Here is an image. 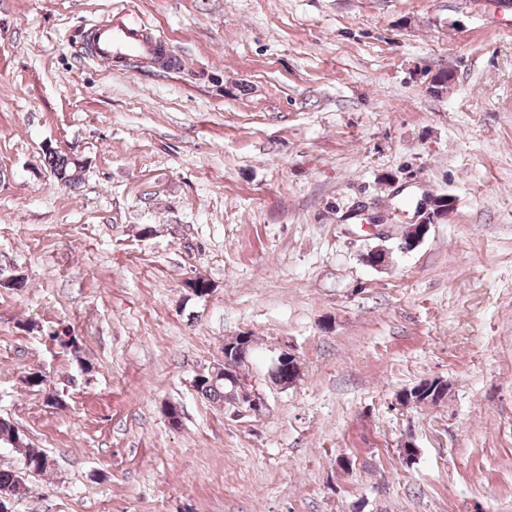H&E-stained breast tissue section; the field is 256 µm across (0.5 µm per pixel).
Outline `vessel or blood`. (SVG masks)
Returning a JSON list of instances; mask_svg holds the SVG:
<instances>
[{
  "instance_id": "1",
  "label": "vessel or blood",
  "mask_w": 512,
  "mask_h": 512,
  "mask_svg": "<svg viewBox=\"0 0 512 512\" xmlns=\"http://www.w3.org/2000/svg\"><path fill=\"white\" fill-rule=\"evenodd\" d=\"M146 56L161 60L169 67L177 64L176 58L168 53L163 39L128 12L121 22L105 19L96 25L86 58L90 61L108 59L124 63Z\"/></svg>"
}]
</instances>
